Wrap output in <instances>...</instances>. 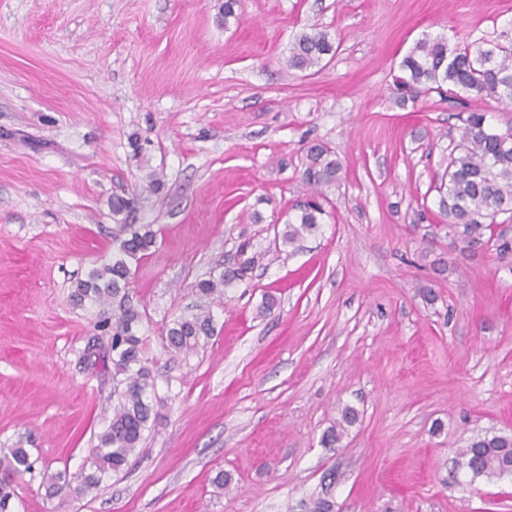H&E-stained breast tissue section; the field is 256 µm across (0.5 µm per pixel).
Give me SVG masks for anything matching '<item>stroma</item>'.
Returning <instances> with one entry per match:
<instances>
[{
  "mask_svg": "<svg viewBox=\"0 0 512 512\" xmlns=\"http://www.w3.org/2000/svg\"><path fill=\"white\" fill-rule=\"evenodd\" d=\"M241 12L225 28L215 0H0V450L34 462L14 512H512L510 477L448 481L471 438L512 435V251L461 242L438 192L458 113L503 130L512 108L393 89L422 38L512 35V0ZM309 28L338 46L310 76L287 66ZM314 143L342 170L292 249L275 234ZM116 194L156 233L129 294L158 418L131 467L62 504L44 480L86 469L112 414V309L71 294L112 257ZM244 251L248 279L200 297ZM201 309L214 335L172 353V321ZM347 406L356 423L325 444Z\"/></svg>",
  "mask_w": 512,
  "mask_h": 512,
  "instance_id": "35a3bbf8",
  "label": "stroma"
}]
</instances>
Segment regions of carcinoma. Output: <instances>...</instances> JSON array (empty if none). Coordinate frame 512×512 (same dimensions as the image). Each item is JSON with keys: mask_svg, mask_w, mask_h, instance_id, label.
I'll return each instance as SVG.
<instances>
[{"mask_svg": "<svg viewBox=\"0 0 512 512\" xmlns=\"http://www.w3.org/2000/svg\"><path fill=\"white\" fill-rule=\"evenodd\" d=\"M241 0H223L220 18L224 27L240 17ZM335 42L324 31L311 28L298 34L288 55V67L306 72L332 59ZM395 83L403 95L415 100L436 92L459 97L463 94L490 99L499 105L512 104V39H503L487 47L448 48L442 38L418 41L399 64ZM462 122L459 141L448 155L441 177L439 207L460 229L461 240L477 244L484 231L493 230L497 217L512 215V126L500 131L492 127L483 112L458 114ZM302 177L314 189L336 181L341 169L335 152L315 144L307 150ZM297 215L285 222L283 245L293 247L320 227L325 209L312 195L296 205ZM112 259L92 268L77 282L73 296L77 302L115 307L112 315L110 349L112 360V417L98 443L91 450L90 471L81 473L76 483L48 478L47 493L66 502L73 495L86 496L96 491L107 472L119 473L130 458L139 454L144 431L155 422L157 413L152 399L153 376L144 357L143 339L137 335L139 311L131 305L128 286L132 266L137 265L154 246L156 234L149 224H119L113 236ZM257 263V257L243 259L217 277L197 283L200 295L221 297L224 288L244 281ZM214 334L208 312L184 315L167 331L169 347L176 353L197 349ZM0 467L13 473L30 472L33 463L25 448H11L0 457ZM466 470L469 482L491 480L512 474V435L484 434L473 437L460 449L449 477L458 482L460 470Z\"/></svg>", "mask_w": 512, "mask_h": 512, "instance_id": "1", "label": "carcinoma"}]
</instances>
